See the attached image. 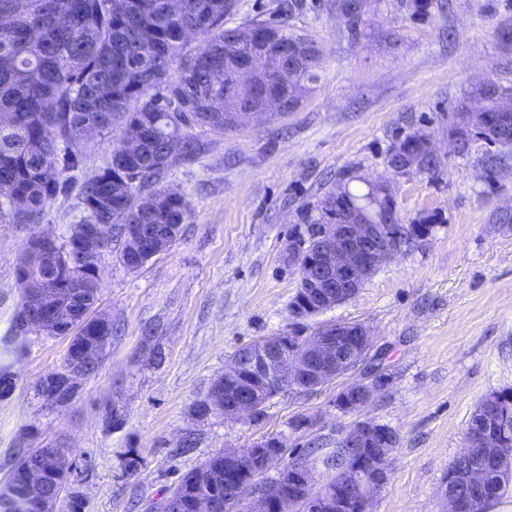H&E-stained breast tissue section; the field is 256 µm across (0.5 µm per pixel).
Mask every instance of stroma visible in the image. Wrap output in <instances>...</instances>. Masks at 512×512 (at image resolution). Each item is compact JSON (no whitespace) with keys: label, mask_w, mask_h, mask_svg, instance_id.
Instances as JSON below:
<instances>
[{"label":"stroma","mask_w":512,"mask_h":512,"mask_svg":"<svg viewBox=\"0 0 512 512\" xmlns=\"http://www.w3.org/2000/svg\"><path fill=\"white\" fill-rule=\"evenodd\" d=\"M289 25L322 50L321 78L294 112L236 132L200 129L205 153L175 163L166 185L191 218L168 250L127 270L117 251L100 262L97 310L112 322L97 370L75 397L50 405L39 379L62 371L69 339L14 333L15 268L31 231L0 223V484L19 450L50 438L66 448L69 482L53 512H147L209 456L280 436L286 458L309 442L333 447L352 415L336 408L343 385L282 391L263 414L201 421L195 404L243 345L279 333L359 321L374 338L359 372L386 385L365 410L398 437L391 474L373 512H442L440 487L464 446L470 417L488 394L512 390V149L470 135L458 150L452 110L474 84L512 88V44L496 35L512 0H450L427 17L380 0L370 36L351 42L336 0H292ZM416 131L445 159L439 176L395 177L403 223H434L404 244L350 300L307 319L289 303L297 288L291 241L308 237L300 212L352 175L386 173V155ZM83 214L77 189L56 197L38 231L67 236Z\"/></svg>","instance_id":"stroma-1"}]
</instances>
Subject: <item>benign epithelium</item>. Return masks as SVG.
Wrapping results in <instances>:
<instances>
[{
  "instance_id": "obj_1",
  "label": "benign epithelium",
  "mask_w": 512,
  "mask_h": 512,
  "mask_svg": "<svg viewBox=\"0 0 512 512\" xmlns=\"http://www.w3.org/2000/svg\"><path fill=\"white\" fill-rule=\"evenodd\" d=\"M104 225L84 224L71 245L77 265L89 262L100 249ZM123 265L129 270L141 268L148 257L168 249L158 242L153 249L144 248L135 224L124 225ZM313 257L288 247V257L296 266L298 284L294 315L308 319L353 298L365 280L402 248L405 239L383 235L374 224H322L315 236ZM27 265L34 275L27 279L29 297L25 323L38 330L54 321L61 334L70 338L69 363L52 377V386H71L95 364L101 343L109 333L111 320L87 309L84 322L90 326L87 336L72 334L66 325L69 315L64 308L45 300L44 289L59 291L77 287L76 271L62 272L57 239L44 232L31 237L25 247ZM373 346L369 328L361 323L327 324L313 335L276 334L263 336L239 348L224 368V383L235 385L232 395L224 396V418L253 416L266 401L267 384H288L290 388L315 389L355 368L353 361ZM374 376L363 375L341 391L338 409L358 413L378 393ZM507 421L487 414L466 432L465 446L457 456L459 468L448 472L441 485V499L446 512H469L471 501L453 491L464 481L477 488L486 486V473L478 465L466 462L471 448H490L498 461V479L492 493L512 484V448L507 446ZM398 441L392 428L381 427L372 419L351 423L339 438L346 464L339 470L337 483L325 481L315 485L314 468L299 460L285 464L277 476L257 484L283 455L279 437L263 436L251 443L248 451L224 450V471L230 486L224 495V512H286L300 507L304 512H343L347 499L361 503V512H372V504L389 480L391 452ZM215 502L204 493L188 497L175 496L163 501L159 512H214Z\"/></svg>"
}]
</instances>
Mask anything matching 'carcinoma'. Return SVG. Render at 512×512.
Listing matches in <instances>:
<instances>
[{"label":"carcinoma","mask_w":512,"mask_h":512,"mask_svg":"<svg viewBox=\"0 0 512 512\" xmlns=\"http://www.w3.org/2000/svg\"><path fill=\"white\" fill-rule=\"evenodd\" d=\"M376 0H338L349 37L368 36L366 16ZM238 0H0L1 224H39L47 203L71 186L94 139L114 128L136 126L141 140L128 152L112 146L110 162L83 179L80 224L106 225L103 249L123 242V224H138L147 246L170 224L168 244L191 218L184 197L163 185L177 161L205 150L197 126L240 127L234 115L251 112L270 121L295 110L319 80L321 50L288 21L224 28ZM200 38L188 46L183 32ZM456 128L476 130L492 144L512 147V90L493 81L468 92L455 109ZM427 134L415 131L395 144L390 170L407 166L429 176L442 172ZM128 180L112 194V179ZM393 195L358 176L325 194L302 220L314 224H385ZM74 388L37 395L64 404ZM307 463L339 470L340 447L311 448ZM33 448L18 458L10 481L19 495L37 468L54 467ZM202 491L224 500V469H212Z\"/></svg>","instance_id":"1"}]
</instances>
